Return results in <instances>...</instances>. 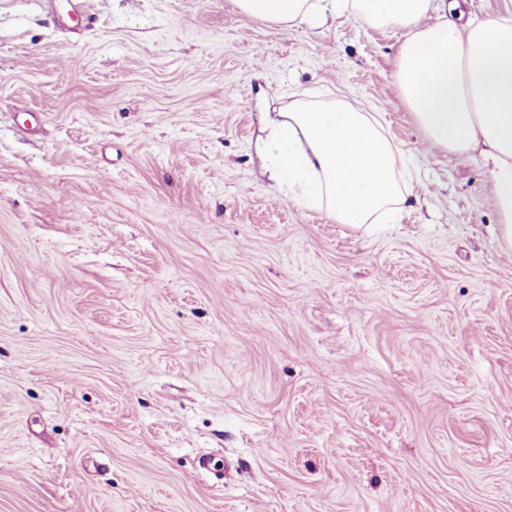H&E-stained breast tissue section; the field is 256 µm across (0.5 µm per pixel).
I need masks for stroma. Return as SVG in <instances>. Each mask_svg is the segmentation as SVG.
Returning a JSON list of instances; mask_svg holds the SVG:
<instances>
[{
    "mask_svg": "<svg viewBox=\"0 0 512 512\" xmlns=\"http://www.w3.org/2000/svg\"><path fill=\"white\" fill-rule=\"evenodd\" d=\"M81 2L0 0V512H512V254L401 31ZM334 98L417 163L394 223L269 170Z\"/></svg>",
    "mask_w": 512,
    "mask_h": 512,
    "instance_id": "1",
    "label": "stroma"
}]
</instances>
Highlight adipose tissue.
<instances>
[{
  "instance_id": "adipose-tissue-1",
  "label": "adipose tissue",
  "mask_w": 512,
  "mask_h": 512,
  "mask_svg": "<svg viewBox=\"0 0 512 512\" xmlns=\"http://www.w3.org/2000/svg\"><path fill=\"white\" fill-rule=\"evenodd\" d=\"M241 12L277 25L349 14L402 31L394 82L426 140L479 156L494 189L497 241L512 251V11L458 24L450 0H237ZM265 154L277 181L338 223H387L404 196L411 160L367 112L330 100H297L275 121Z\"/></svg>"
}]
</instances>
